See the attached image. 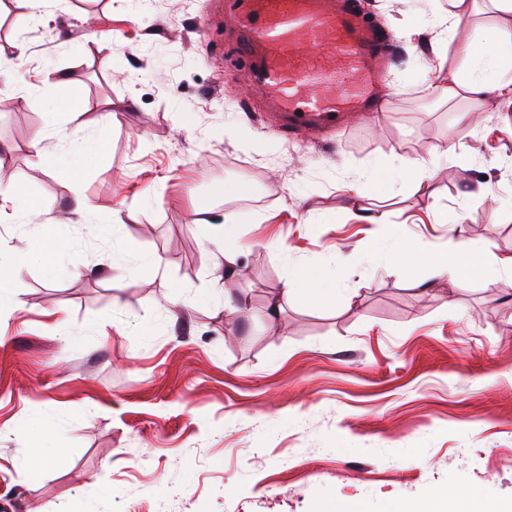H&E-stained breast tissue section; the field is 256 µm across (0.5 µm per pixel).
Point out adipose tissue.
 Returning <instances> with one entry per match:
<instances>
[{"label":"adipose tissue","mask_w":512,"mask_h":512,"mask_svg":"<svg viewBox=\"0 0 512 512\" xmlns=\"http://www.w3.org/2000/svg\"><path fill=\"white\" fill-rule=\"evenodd\" d=\"M459 51L468 65L455 75L453 84L435 86L437 96L447 99L463 93L480 92L490 75L495 77L500 89L512 88V24L505 22L491 27L485 44H465L460 46ZM56 237L53 226H43L39 238L27 249L13 256L7 254L0 257V312L11 307V277L19 273L27 262L49 264L52 256L49 245ZM478 251V244L466 241L449 247L444 254L400 246L392 251L385 268L397 272L410 262L427 268L435 279L459 281L479 277L489 286L511 288L512 255H495L485 263L478 259ZM332 294V289L323 287L320 274L308 268L295 271L283 290L285 298H297L312 307L323 306Z\"/></svg>","instance_id":"1"}]
</instances>
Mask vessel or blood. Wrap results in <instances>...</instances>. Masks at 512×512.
Returning <instances> with one entry per match:
<instances>
[{
	"label": "vessel or blood",
	"instance_id": "1",
	"mask_svg": "<svg viewBox=\"0 0 512 512\" xmlns=\"http://www.w3.org/2000/svg\"><path fill=\"white\" fill-rule=\"evenodd\" d=\"M241 29L236 59L281 127L339 124L382 109L395 46L354 0H227Z\"/></svg>",
	"mask_w": 512,
	"mask_h": 512
}]
</instances>
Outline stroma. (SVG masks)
I'll return each mask as SVG.
<instances>
[{"label":"stroma","mask_w":512,"mask_h":512,"mask_svg":"<svg viewBox=\"0 0 512 512\" xmlns=\"http://www.w3.org/2000/svg\"><path fill=\"white\" fill-rule=\"evenodd\" d=\"M359 5L414 31L396 41L388 105L309 136L245 95L224 0H51L27 20L0 0V174L44 202L0 212V247L63 230L51 267L22 269L0 314V512H391L457 487L512 512V298L376 265L400 238L512 254V98L431 89L500 17L467 0L449 29L448 0ZM71 97L81 112L60 110ZM101 136L106 151L77 171L33 165L34 138L61 152ZM396 155L441 166L393 197L381 175ZM122 203L132 215L102 230ZM204 204L213 223L198 221ZM226 228L241 244L230 279L213 245ZM300 265L343 297L269 320ZM228 292L252 315L219 307ZM43 443L65 463L34 466Z\"/></svg>","instance_id":"35a3bbf8"}]
</instances>
